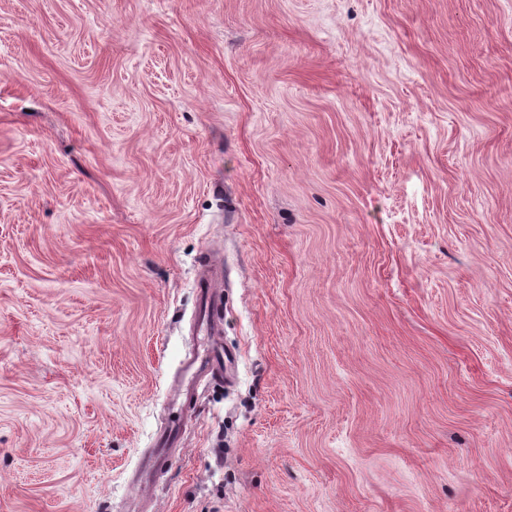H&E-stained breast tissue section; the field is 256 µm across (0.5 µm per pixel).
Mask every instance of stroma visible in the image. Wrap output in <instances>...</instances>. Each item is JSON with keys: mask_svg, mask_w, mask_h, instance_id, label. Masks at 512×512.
Returning a JSON list of instances; mask_svg holds the SVG:
<instances>
[{"mask_svg": "<svg viewBox=\"0 0 512 512\" xmlns=\"http://www.w3.org/2000/svg\"><path fill=\"white\" fill-rule=\"evenodd\" d=\"M0 512H512V0H0ZM197 288L200 295V312L203 318L215 334L219 333L224 304L222 296L218 292L216 279L209 271L202 272L197 278ZM183 375L185 379V387L178 394L176 402L184 393L187 400L189 399L190 395L193 394L196 389L198 379L207 376L214 379L219 376V372L215 371L214 368L209 367L208 361L204 358L192 355V357L186 359L183 363Z\"/></svg>", "mask_w": 512, "mask_h": 512, "instance_id": "stroma-1", "label": "stroma"}]
</instances>
